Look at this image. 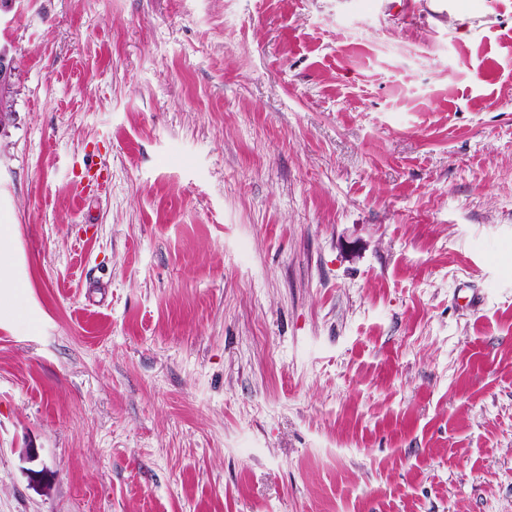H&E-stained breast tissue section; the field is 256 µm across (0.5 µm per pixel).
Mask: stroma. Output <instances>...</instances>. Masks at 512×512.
<instances>
[{
	"mask_svg": "<svg viewBox=\"0 0 512 512\" xmlns=\"http://www.w3.org/2000/svg\"><path fill=\"white\" fill-rule=\"evenodd\" d=\"M0 512H512V0H10Z\"/></svg>",
	"mask_w": 512,
	"mask_h": 512,
	"instance_id": "stroma-1",
	"label": "stroma"
}]
</instances>
